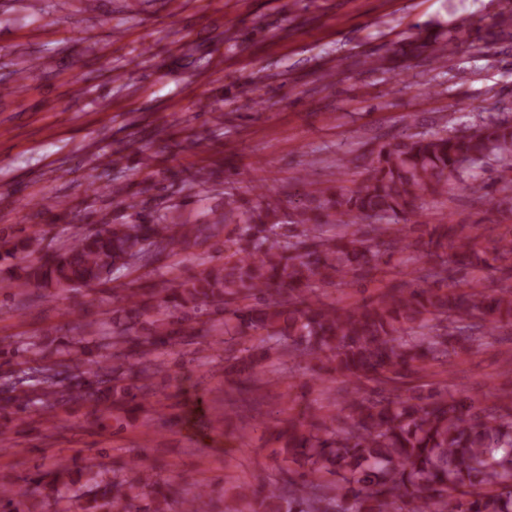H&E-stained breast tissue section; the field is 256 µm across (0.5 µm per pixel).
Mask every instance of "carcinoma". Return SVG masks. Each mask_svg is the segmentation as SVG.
Returning <instances> with one entry per match:
<instances>
[{"mask_svg": "<svg viewBox=\"0 0 512 512\" xmlns=\"http://www.w3.org/2000/svg\"><path fill=\"white\" fill-rule=\"evenodd\" d=\"M452 43L427 29L413 39L435 62ZM354 161L369 170L362 186L293 206L286 225L276 202L256 204L243 220L230 198L222 226L107 224L36 257L23 281L7 284L21 309L51 288L105 283L128 258L147 265L223 227L232 233L224 262L158 288L113 293L110 336L85 323L84 341L71 348H1L18 365L37 362L30 380L39 393L15 397L16 409L51 411L104 392L134 402L150 391L153 351L211 333L251 377L275 350L290 361L318 360L320 370L342 378L346 393L337 427L329 415L288 421L277 432L285 476L261 491L231 484L222 512H512V391L479 405L444 388H404L428 363L512 328V237L488 250L468 224H425L416 244L428 267L415 282L349 306L316 294L321 285H350L378 271L381 254L413 246L400 220L417 216V200L448 193L480 164L511 171L512 120L452 135L403 133ZM488 269L501 273L493 285L477 277ZM202 315L224 316V329L199 328ZM24 482H0V512H46L61 501V512H174L176 502L151 474L110 477L102 463L39 470Z\"/></svg>", "mask_w": 512, "mask_h": 512, "instance_id": "1", "label": "carcinoma"}]
</instances>
